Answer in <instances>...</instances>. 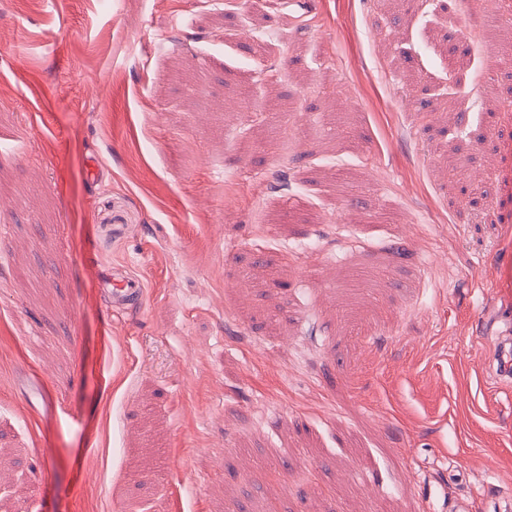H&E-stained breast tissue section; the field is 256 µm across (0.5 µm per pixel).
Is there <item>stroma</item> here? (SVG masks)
<instances>
[{"label":"stroma","mask_w":512,"mask_h":512,"mask_svg":"<svg viewBox=\"0 0 512 512\" xmlns=\"http://www.w3.org/2000/svg\"><path fill=\"white\" fill-rule=\"evenodd\" d=\"M481 10L0 0L5 512L504 507L512 68ZM96 279L114 313L138 307L143 300L142 283L125 269H102L96 265ZM505 327L501 332L503 341L501 342V355L497 364V372L499 376L511 378L512 375V321L509 318Z\"/></svg>","instance_id":"1"}]
</instances>
